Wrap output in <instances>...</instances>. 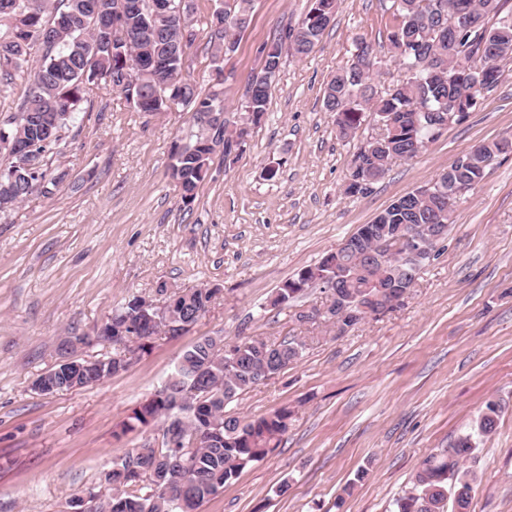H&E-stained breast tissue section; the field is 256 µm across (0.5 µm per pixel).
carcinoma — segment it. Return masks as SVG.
<instances>
[{"label": "carcinoma", "mask_w": 512, "mask_h": 512, "mask_svg": "<svg viewBox=\"0 0 512 512\" xmlns=\"http://www.w3.org/2000/svg\"><path fill=\"white\" fill-rule=\"evenodd\" d=\"M31 0H0V93L6 91L16 73L31 66L32 83L16 113L0 119V152L13 144L34 146L36 166L26 170L17 159L7 156L0 165V213L20 206L34 193L50 199L59 190L68 173L49 167L51 156L63 139L62 132L77 120L84 94L91 85L105 86L123 93L127 72L136 77L133 95L127 97L139 112H165L172 89L163 88L181 75L182 56L167 54L166 39L182 37L180 22L151 18L143 8L131 13L125 0H98L100 11L116 18L120 28L106 35L85 12V0H66L64 6L53 0H38L35 14L29 13ZM508 0H392L388 40L395 48L407 73L406 81L379 94L373 84L380 60L373 46L356 44L358 54L338 68L324 89L323 104L334 117L337 136L350 139L361 126L365 114L382 125V134L357 147L351 160L357 181L345 187V194L364 195L381 179L393 160L407 155L413 145L419 149L437 140L439 113L448 111V101L472 110L473 85L491 78L493 91L500 82L498 63L512 61V9ZM250 0H224V17L229 22L222 30L206 27L208 44L213 49V64L222 68L224 53L233 50L248 23L236 25L238 15L249 12ZM337 0H311L309 13L298 27L260 48L264 67L250 78L241 109L251 114V123L261 125L268 111L270 89L277 76L275 68L282 59L284 46L298 56L311 53L334 19ZM466 13L479 21L473 30L448 28L449 19ZM152 32L143 40L124 41L123 33H139L145 24ZM177 106L192 112V129L181 140L183 151L171 164L181 201L189 207L197 189L208 174L210 157L207 143H223L224 157L241 150L228 128L213 139L209 123L201 115L225 112L224 98L214 91L201 94L196 85L185 82L179 89ZM505 140L478 144L477 152L459 158L447 172L400 197L401 204H390L374 218L375 235L388 239L398 224H449L460 195L451 192L454 184L464 192L473 190L484 176L485 168L505 153ZM354 247L349 252L334 251L313 267L302 269L286 281L270 300L273 308H284L309 288L308 281H323L328 300L342 296L358 307L360 317L352 321L336 319L329 325L340 334L368 316L381 314L380 294L403 297L414 287L421 270L430 261L423 257L411 267L396 260L366 255L369 238L361 231L351 235ZM358 276L345 282L343 272ZM213 288L184 292L169 306L151 329L135 326L138 298L132 296L112 310L105 332L125 327L122 340H101L113 352L103 358H123L136 350L147 351L148 340L159 334L179 335L186 310L209 302ZM305 344L296 339L267 343L246 339L224 344V355L211 349L203 338L184 351L164 386L137 405L121 427L125 435L158 420L182 414L187 432L210 433L209 441L182 453L166 439L154 445L145 443L113 461L125 475H102L110 483L105 498L91 496L89 512H182L177 502L201 506L232 482L246 468L265 459L282 443L288 432L291 411L279 408L267 415L245 420L226 407L242 393L263 382L268 374H279L302 357ZM194 385L208 393L202 404L182 412L177 397L185 387ZM497 404L489 402L476 421V431L459 437L451 447L428 455L415 474L413 487L394 503L393 512H445L448 497H453L454 512H468L475 481L474 436L491 434L496 425Z\"/></svg>", "instance_id": "cac0c4a2"}]
</instances>
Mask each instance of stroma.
I'll return each instance as SVG.
<instances>
[{"mask_svg": "<svg viewBox=\"0 0 512 512\" xmlns=\"http://www.w3.org/2000/svg\"><path fill=\"white\" fill-rule=\"evenodd\" d=\"M391 0H338L307 56L284 49L267 118L242 150L216 153L191 207L168 173L191 114L135 111L123 94L92 86L65 130L53 166L68 177L50 199L31 195L0 217V512H70L77 495L106 494L113 460L161 439L160 424L124 434L183 352L206 336L234 342L308 337L296 363L240 395L245 418L285 407L292 417L274 454L244 470L199 512H390L428 455L470 431L488 402L495 431L477 442L469 512H512V153L498 156L455 207L447 239L404 302L345 334L323 319L319 287L288 307L269 300L393 200L448 170L475 145L512 138V63L467 121L410 159L394 160L363 196L345 194L353 153L380 129L336 135L323 107L330 75L356 40L381 63L378 90L406 74L387 39ZM216 0H193L200 34L183 74L200 92L214 78L203 33ZM310 0H254L235 52L224 58V104L239 121L262 44L297 26ZM278 174L269 180L266 168ZM218 286L207 312L180 338L153 337L148 353L94 386L45 396L33 380L62 346L94 337L115 304ZM367 470L356 481L358 470Z\"/></svg>", "mask_w": 512, "mask_h": 512, "instance_id": "1", "label": "stroma"}]
</instances>
